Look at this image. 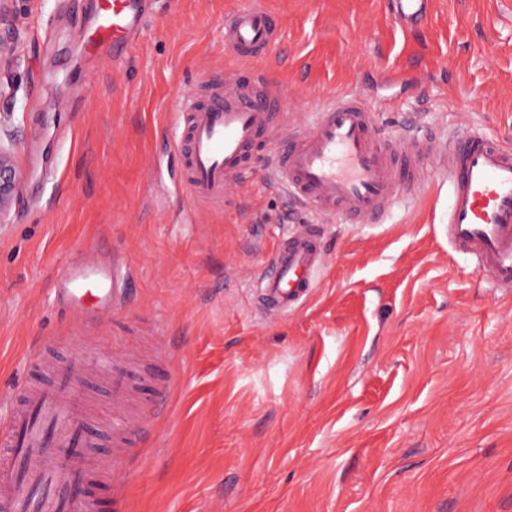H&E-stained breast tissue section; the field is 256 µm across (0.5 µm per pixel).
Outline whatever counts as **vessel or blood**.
Here are the masks:
<instances>
[{
    "label": "vessel or blood",
    "mask_w": 512,
    "mask_h": 512,
    "mask_svg": "<svg viewBox=\"0 0 512 512\" xmlns=\"http://www.w3.org/2000/svg\"><path fill=\"white\" fill-rule=\"evenodd\" d=\"M146 0H98L95 28L84 32L89 52H108L120 62L136 42ZM429 0H394L398 23L414 27ZM281 23L257 0L224 22V45L243 61L270 53ZM286 104L263 73H233L213 81L206 95L181 97L172 145L184 154L186 190L192 204L223 206L231 185L243 183L264 154L278 183L321 217L351 224L380 221L400 188L418 183L425 163L448 175L445 226L449 241L475 257L478 268L501 289H512V148L474 129L437 141L413 137L395 161L374 136L364 99L345 92L326 103L307 126H289ZM316 230L289 239L255 283L254 303L288 311L306 299L322 261ZM123 267L95 260L67 265L63 303L69 315L98 331L101 315L124 301ZM110 361L112 402L122 405L135 380L126 358L104 346L71 344L41 384L23 383L17 404L0 423V503L8 512H97L89 491L99 472L88 448L91 405L81 382Z\"/></svg>",
    "instance_id": "1"
}]
</instances>
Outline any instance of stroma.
I'll list each match as a JSON object with an SVG mask.
<instances>
[{
    "label": "stroma",
    "instance_id": "obj_1",
    "mask_svg": "<svg viewBox=\"0 0 512 512\" xmlns=\"http://www.w3.org/2000/svg\"><path fill=\"white\" fill-rule=\"evenodd\" d=\"M96 0H14L0 113L26 178L0 224V414L61 315L64 263L120 256L133 279L101 333L125 341L165 404L99 512H512V292L448 243V187L404 189L382 220L319 226L323 260L285 314L257 273L316 222L265 173L195 209L171 146L178 101L213 73L263 72L309 121L353 90L382 139L480 129L512 145V0H432L419 27L391 0H260L275 50L224 46L243 0H157L120 62L86 54ZM92 74L91 84L80 81Z\"/></svg>",
    "mask_w": 512,
    "mask_h": 512
}]
</instances>
